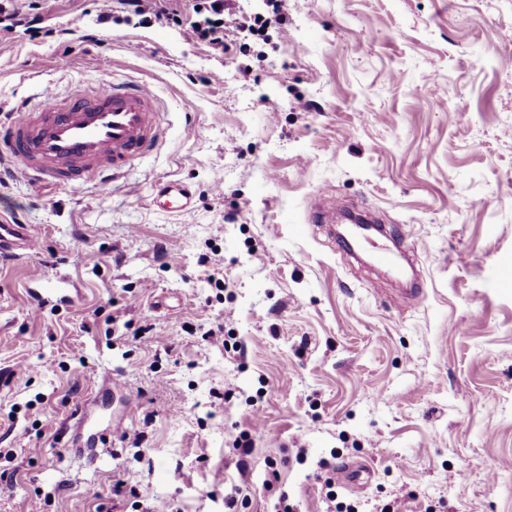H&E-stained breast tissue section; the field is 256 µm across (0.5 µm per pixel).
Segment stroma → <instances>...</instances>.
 <instances>
[{"mask_svg":"<svg viewBox=\"0 0 512 512\" xmlns=\"http://www.w3.org/2000/svg\"><path fill=\"white\" fill-rule=\"evenodd\" d=\"M39 2L0 37V108L130 79L163 132L108 185L0 187L39 241L0 257V512H512V0H295L224 59L113 0ZM170 180L189 211L152 205ZM324 191L400 237L403 311L309 220ZM37 272L77 295L35 310Z\"/></svg>","mask_w":512,"mask_h":512,"instance_id":"obj_1","label":"stroma"}]
</instances>
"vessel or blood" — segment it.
<instances>
[{
  "instance_id": "obj_1",
  "label": "vessel or blood",
  "mask_w": 512,
  "mask_h": 512,
  "mask_svg": "<svg viewBox=\"0 0 512 512\" xmlns=\"http://www.w3.org/2000/svg\"><path fill=\"white\" fill-rule=\"evenodd\" d=\"M162 134V114L147 86L115 80L74 96L27 108L8 125H0V143L21 171L34 181L57 186L90 179L106 185L113 173L156 149ZM152 202L170 213L189 209L192 194L171 181ZM38 241L25 224H0V254L35 252ZM39 300L70 296L65 276L36 275Z\"/></svg>"
}]
</instances>
